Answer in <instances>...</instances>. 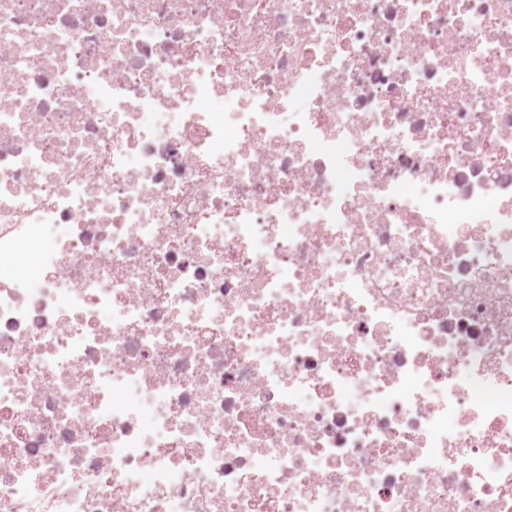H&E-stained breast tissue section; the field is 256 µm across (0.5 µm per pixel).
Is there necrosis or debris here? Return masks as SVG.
<instances>
[{"instance_id": "4bbe7bcc", "label": "necrosis or debris", "mask_w": 512, "mask_h": 512, "mask_svg": "<svg viewBox=\"0 0 512 512\" xmlns=\"http://www.w3.org/2000/svg\"><path fill=\"white\" fill-rule=\"evenodd\" d=\"M0 512H512V0H0Z\"/></svg>"}]
</instances>
